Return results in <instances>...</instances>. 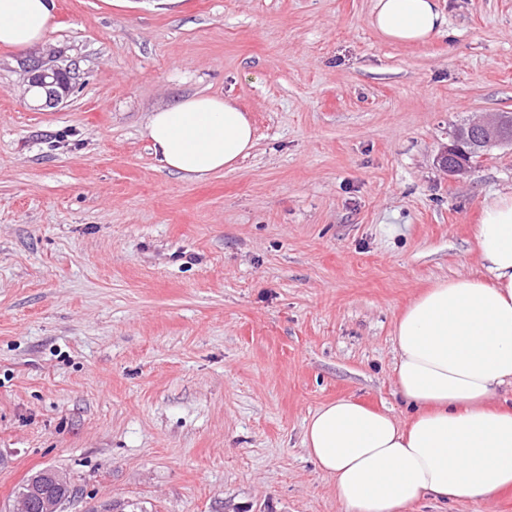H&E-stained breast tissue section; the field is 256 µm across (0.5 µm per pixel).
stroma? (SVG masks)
<instances>
[{
	"label": "stroma",
	"mask_w": 512,
	"mask_h": 512,
	"mask_svg": "<svg viewBox=\"0 0 512 512\" xmlns=\"http://www.w3.org/2000/svg\"><path fill=\"white\" fill-rule=\"evenodd\" d=\"M390 43L373 0H55L40 48L77 75L33 101L0 48V512L66 473L63 512H343L302 447L352 395L399 417L393 325L479 267L512 147L448 176L453 126L512 113V0H439ZM234 99L256 146L201 182L148 112ZM438 0H374L372 25L389 42L424 44L448 24Z\"/></svg>",
	"instance_id": "35a3bbf8"
}]
</instances>
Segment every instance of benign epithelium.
I'll use <instances>...</instances> for the list:
<instances>
[{"label":"benign epithelium","instance_id":"obj_1","mask_svg":"<svg viewBox=\"0 0 512 512\" xmlns=\"http://www.w3.org/2000/svg\"><path fill=\"white\" fill-rule=\"evenodd\" d=\"M22 72L27 86L41 89L44 105L47 107L62 102L71 92L75 79V74L69 67L55 63L51 57L46 60L39 57L24 60ZM507 144H512V113H484L455 129L438 162L448 175L457 176L473 166L471 162L455 161L458 155L474 153L482 156L493 146ZM45 484L71 487L70 479L65 473L49 468L31 482L29 491L24 496L18 498L17 512H29L32 507L36 508V512H62L61 506L67 497L42 491Z\"/></svg>","mask_w":512,"mask_h":512}]
</instances>
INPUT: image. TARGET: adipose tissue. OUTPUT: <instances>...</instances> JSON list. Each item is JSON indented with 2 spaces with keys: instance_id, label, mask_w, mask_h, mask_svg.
<instances>
[{
  "instance_id": "1",
  "label": "adipose tissue",
  "mask_w": 512,
  "mask_h": 512,
  "mask_svg": "<svg viewBox=\"0 0 512 512\" xmlns=\"http://www.w3.org/2000/svg\"><path fill=\"white\" fill-rule=\"evenodd\" d=\"M448 20L437 0H374L387 41L423 44ZM53 0H0V46L27 51L55 31ZM143 137L187 181L233 170L255 145L233 100L193 94L150 112ZM479 272L436 282L397 318L394 392L407 418L352 396L306 424L302 446L344 512H406L422 501L484 500L512 486V193L485 201Z\"/></svg>"
}]
</instances>
